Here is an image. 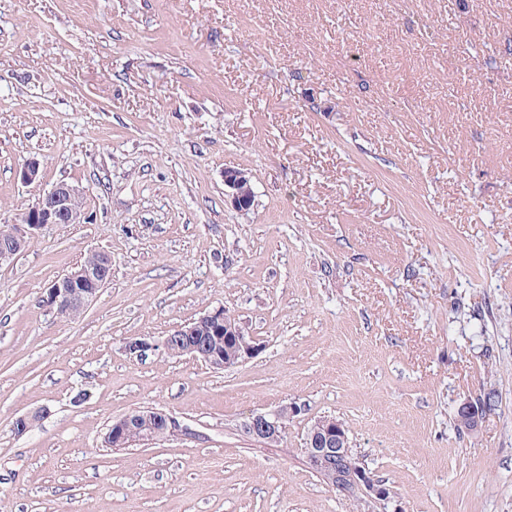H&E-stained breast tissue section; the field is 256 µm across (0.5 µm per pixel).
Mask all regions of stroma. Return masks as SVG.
<instances>
[{
    "instance_id": "35a3bbf8",
    "label": "stroma",
    "mask_w": 512,
    "mask_h": 512,
    "mask_svg": "<svg viewBox=\"0 0 512 512\" xmlns=\"http://www.w3.org/2000/svg\"><path fill=\"white\" fill-rule=\"evenodd\" d=\"M62 180L90 222L0 267V512H383L309 468L324 417L404 512H512V0H0V225ZM218 307L256 356L126 350ZM142 410L187 434L105 446ZM247 174L235 168H228L224 171V186L228 189L232 203L237 209L247 210L250 208L251 197L253 194H247ZM95 256L88 254L83 264L91 263ZM112 264L106 252H99L95 263L77 266L47 288L42 302L61 317L75 315L84 309L110 279L107 271ZM301 411V405L294 402L280 407L273 413L253 415L244 422L243 432L258 442L276 443L285 433L287 420Z\"/></svg>"
}]
</instances>
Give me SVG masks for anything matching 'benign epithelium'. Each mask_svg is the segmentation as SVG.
I'll use <instances>...</instances> for the list:
<instances>
[{
    "label": "benign epithelium",
    "mask_w": 512,
    "mask_h": 512,
    "mask_svg": "<svg viewBox=\"0 0 512 512\" xmlns=\"http://www.w3.org/2000/svg\"><path fill=\"white\" fill-rule=\"evenodd\" d=\"M247 174L235 168L224 171V186L232 203L240 210L250 208ZM85 190L67 182L55 184L38 201L21 213L19 222L0 226V266L13 263L46 224H82ZM111 257L99 252L95 263L80 265L56 280L43 296L44 305L61 317L75 315L84 309L110 279ZM178 336V352L203 361L215 370H222L253 358L260 350L240 322L223 308L208 311L194 321L178 328L158 345L146 338L126 343V350L140 357L158 348L171 351L173 336ZM224 340V351L216 342ZM302 411L290 403L268 414H256L243 424V432L254 440L269 444L278 442L285 433L287 420ZM481 410L470 401L461 403L457 420L463 430H477ZM185 432L180 421L162 411L145 410L126 415L112 422L108 429L114 448H130L160 438ZM304 455L309 467L329 487L344 498L359 500L364 495L387 506L394 499L386 483L359 464L353 455L347 430L342 422L328 420L313 427L304 438Z\"/></svg>",
    "instance_id": "7a95c632"
}]
</instances>
